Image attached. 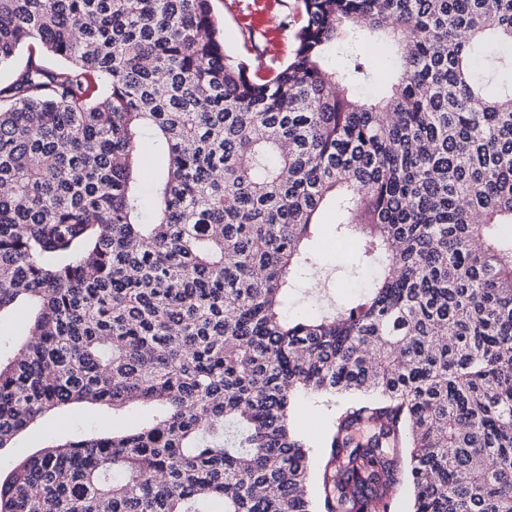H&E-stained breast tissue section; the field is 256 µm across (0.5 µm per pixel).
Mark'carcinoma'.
I'll return each mask as SVG.
<instances>
[{"mask_svg":"<svg viewBox=\"0 0 512 512\" xmlns=\"http://www.w3.org/2000/svg\"><path fill=\"white\" fill-rule=\"evenodd\" d=\"M299 9L280 62L212 0H0V449L45 432L0 512H512V0ZM330 205L377 275L287 318ZM76 403L145 418L60 439ZM336 399L301 396L292 413L293 426L303 435L316 436L325 426L329 415L335 409ZM305 407L300 409V407Z\"/></svg>","mask_w":512,"mask_h":512,"instance_id":"carcinoma-1","label":"carcinoma"}]
</instances>
